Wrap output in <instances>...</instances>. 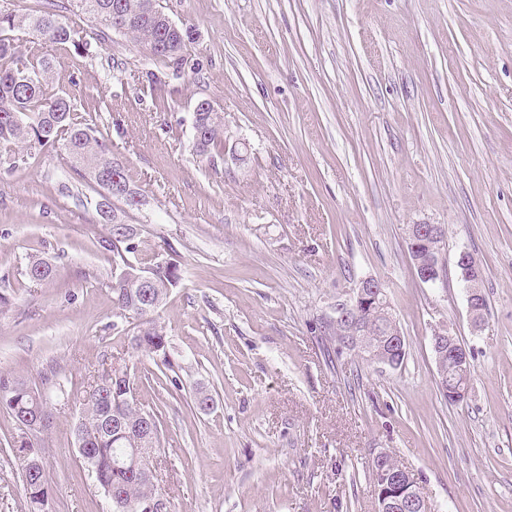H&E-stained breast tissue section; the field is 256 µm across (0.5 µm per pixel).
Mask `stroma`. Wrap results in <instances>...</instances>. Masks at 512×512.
<instances>
[{"label": "stroma", "mask_w": 512, "mask_h": 512, "mask_svg": "<svg viewBox=\"0 0 512 512\" xmlns=\"http://www.w3.org/2000/svg\"><path fill=\"white\" fill-rule=\"evenodd\" d=\"M192 28L201 67L154 90L131 36L62 53L78 109L115 112L112 156L141 203H116L144 250L173 247L182 278L157 313L179 385L128 342L112 304L107 225L60 183L57 155L0 167V371L68 398L39 441L45 512H108L72 427L98 373L122 361L161 413L158 483L170 512H377L373 458L418 482L428 512H512V0H162ZM224 115V160L197 155L193 108ZM412 224L448 230L446 281L415 277ZM482 270L472 328L454 259ZM54 259L47 285L29 283ZM386 288L407 343L401 368L339 346L327 322L361 279ZM443 327L474 371L459 404L438 392ZM210 400L199 410L195 398ZM0 412V512H30ZM26 275L36 284L50 283L56 278L57 266L48 259H33L27 264Z\"/></svg>", "instance_id": "obj_1"}]
</instances>
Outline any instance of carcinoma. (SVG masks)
I'll return each instance as SVG.
<instances>
[{"label": "carcinoma", "instance_id": "obj_1", "mask_svg": "<svg viewBox=\"0 0 512 512\" xmlns=\"http://www.w3.org/2000/svg\"><path fill=\"white\" fill-rule=\"evenodd\" d=\"M69 6L91 23L96 39L110 33L130 35L147 51L158 70L146 72L151 87L163 84L164 70L178 72L189 62L187 43L193 40L188 27L167 24L162 6L151 0H68ZM26 39L19 45L16 33ZM87 49L88 42L77 37L66 17L56 11L32 10L21 13L0 4V161L10 166L24 160V152H54L68 173L92 180L99 188L93 206L100 224H111L112 201L131 206L124 196L110 193L99 174H112L119 168L121 183L131 188L126 168L112 159L107 139L97 129L96 120L77 113L71 96L54 84L57 60L46 50ZM195 151L213 163L224 157V117L197 104L193 112ZM99 247L112 253L113 261L123 265L125 273L112 280V303L121 316L138 321L130 338L132 348L152 358L156 366L174 371L169 341L154 315L171 288L180 280V265L169 254L166 266L155 263L156 252L141 249L139 234L126 237L114 231L100 238ZM29 280L37 284L52 282L57 266L48 259H33L26 268ZM149 278V286L140 288L137 278ZM368 341L377 343L388 327L378 318L361 317ZM135 374L113 370L99 376L96 387L104 397L89 396L74 430L85 442L88 471L95 486L111 498L112 512H146V506L163 497L157 485L144 476L152 464L141 449L161 453L160 431H144V419L155 414L141 409L129 397L128 385ZM64 392L56 383L38 389L10 373H0V410L13 419L46 409L47 397ZM16 456L21 461L23 489L32 512H41L51 495L42 457L35 439L23 434L16 441Z\"/></svg>", "mask_w": 512, "mask_h": 512}]
</instances>
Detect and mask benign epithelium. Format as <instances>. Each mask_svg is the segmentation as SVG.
<instances>
[{
  "instance_id": "obj_1",
  "label": "benign epithelium",
  "mask_w": 512,
  "mask_h": 512,
  "mask_svg": "<svg viewBox=\"0 0 512 512\" xmlns=\"http://www.w3.org/2000/svg\"><path fill=\"white\" fill-rule=\"evenodd\" d=\"M447 230L442 224H412L408 228L407 244L417 279L424 284H434L447 275L446 261ZM456 266L460 281L467 292L468 313L472 326L477 328L484 318L480 293L471 288V279L480 276L481 269L472 255L459 253ZM383 315L390 320L396 333L390 338L388 347L379 350L366 344L356 336L354 327L342 331L340 324L351 321V314ZM336 336L366 359L394 366L395 361L407 352L406 341L394 317L387 292L383 284L374 278L360 280L348 296L336 303V317L330 321ZM437 386L446 399L457 402L466 396L467 386L459 383L448 388L444 370H439ZM21 428L29 434L39 435L48 428V421L42 414L27 415L20 422ZM377 494V512H427L420 487L408 470L401 473L381 471V478L374 482Z\"/></svg>"
}]
</instances>
